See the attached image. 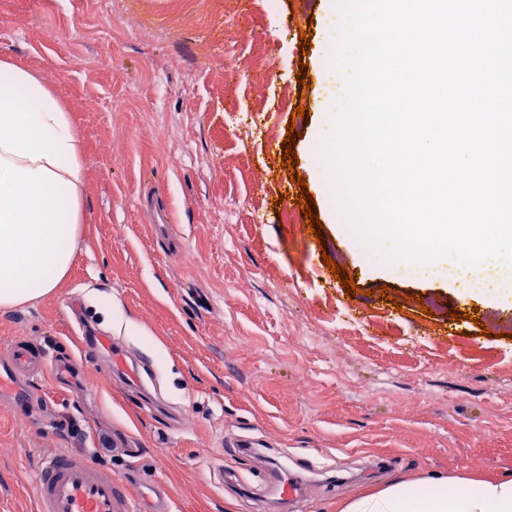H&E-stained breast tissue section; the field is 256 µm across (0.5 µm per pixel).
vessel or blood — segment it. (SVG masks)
<instances>
[{"label":"vessel or blood","mask_w":512,"mask_h":512,"mask_svg":"<svg viewBox=\"0 0 512 512\" xmlns=\"http://www.w3.org/2000/svg\"><path fill=\"white\" fill-rule=\"evenodd\" d=\"M84 353L92 359L107 358L113 365L130 372L137 386H144L146 364L134 361L130 349L104 336L86 342ZM39 360L23 348H15L8 363L14 378L36 371ZM264 485L270 495L298 500L301 482L298 477L278 468L264 472ZM37 512H139L125 484L111 472L90 464L83 449L72 448L45 460L35 488Z\"/></svg>","instance_id":"b4317fda"}]
</instances>
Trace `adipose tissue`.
Returning <instances> with one entry per match:
<instances>
[{
    "label": "adipose tissue",
    "instance_id": "1",
    "mask_svg": "<svg viewBox=\"0 0 512 512\" xmlns=\"http://www.w3.org/2000/svg\"><path fill=\"white\" fill-rule=\"evenodd\" d=\"M81 144L58 91L0 62V311L65 280L85 222ZM343 512H512V478L398 480Z\"/></svg>",
    "mask_w": 512,
    "mask_h": 512
}]
</instances>
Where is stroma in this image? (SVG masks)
Masks as SVG:
<instances>
[{"label":"stroma","instance_id":"obj_1","mask_svg":"<svg viewBox=\"0 0 512 512\" xmlns=\"http://www.w3.org/2000/svg\"><path fill=\"white\" fill-rule=\"evenodd\" d=\"M224 2L0 0V61L39 76L74 117L87 218L56 293L0 311V357L18 345L43 357L37 398L0 391V512H36L43 461L70 448L133 495L163 486L172 512H287L264 498L258 471L291 460L326 469L301 512H340L400 478H512L503 271L488 267L492 285L473 290L359 242L314 156L344 99L341 74L325 66L341 9L278 0L271 15L251 0L250 18L228 28ZM292 18L299 30H287ZM228 44L242 75L231 96ZM266 58L260 87L251 75ZM297 106L308 116H293ZM292 171L320 233L290 204ZM228 199L241 203L232 224ZM327 255L354 276V296ZM90 336L152 362L156 407L105 362L83 359ZM234 437L260 441L266 458L238 453ZM377 458L378 478L351 482Z\"/></svg>","mask_w":512,"mask_h":512}]
</instances>
